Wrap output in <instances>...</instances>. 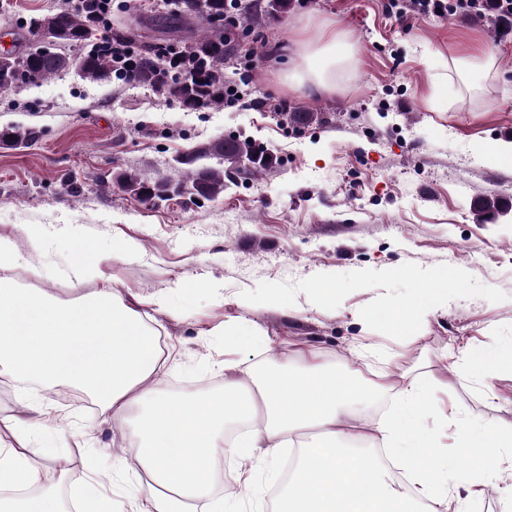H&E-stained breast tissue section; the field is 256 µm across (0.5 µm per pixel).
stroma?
<instances>
[{"label": "stroma", "instance_id": "1", "mask_svg": "<svg viewBox=\"0 0 512 512\" xmlns=\"http://www.w3.org/2000/svg\"><path fill=\"white\" fill-rule=\"evenodd\" d=\"M386 0H300L293 13L243 38L260 58L238 55L224 75L246 82L248 106L185 109L149 86L115 78L90 82L70 69L36 86L0 90V129L39 130L27 146L0 143V236L47 278L21 283L64 301L100 288L76 282L75 238L94 239L101 268L128 300L174 291L183 312H150L161 327L168 369L159 389L204 380L223 383L220 325L239 324L278 338L280 355L304 346L328 363H348L360 342L389 361L391 381L410 373L441 384L461 417L512 424V373L497 374L495 397L464 374L450 354L466 340L495 348L512 341V162L492 161L491 145L512 144V33L492 17L452 15L398 22ZM62 0H0V54L19 55L36 38L30 17ZM333 22L357 50L317 90L288 80L302 41ZM491 59L459 77L464 51ZM319 112L322 122L288 123L286 112ZM252 139L276 157L259 178L238 174L222 197L190 193L140 201L117 183L142 169L175 176L179 159L209 140ZM491 198L505 213L478 220ZM38 225L32 250L19 225ZM448 302L405 330L358 317L369 304H400L439 269ZM333 279L335 304L319 283ZM278 290L286 308L250 309ZM62 383L24 395L0 381V417L26 420L31 432L70 459L66 477L51 464L43 481L71 500L93 468L129 456L134 441L96 426L93 396L67 399Z\"/></svg>", "mask_w": 512, "mask_h": 512}]
</instances>
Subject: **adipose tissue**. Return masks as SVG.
Masks as SVG:
<instances>
[{
	"label": "adipose tissue",
	"instance_id": "adipose-tissue-1",
	"mask_svg": "<svg viewBox=\"0 0 512 512\" xmlns=\"http://www.w3.org/2000/svg\"><path fill=\"white\" fill-rule=\"evenodd\" d=\"M353 54L341 33L324 30L295 59L297 84L329 88L336 68ZM22 264L13 241L0 236V379L76 385L96 399L99 423L131 431L137 440L132 458L93 471L80 497L82 512H112L111 500L97 489L119 483L127 486L130 512H260L264 490L254 472L274 465L291 446L298 462L272 512H471L486 480L512 462V426L463 419L458 436L471 451L470 466L457 468L425 425L438 412L436 389L408 376L395 385L382 372L363 378L358 363L379 356L371 344L354 351L350 367L298 348L293 357L272 358L259 370L242 366L238 355L271 351L272 338L228 326L223 388L165 396L155 385L167 368L158 348L160 328L142 311L170 312L169 294L134 307L117 289L100 288L59 302L41 289L17 287L13 272ZM447 279L435 275L434 287L415 289L401 307L385 305L369 315L416 322L429 313L433 298L443 296ZM388 393L395 404L372 426L375 448L357 447L354 425ZM0 428L13 438L0 445V512H65L52 489L39 486L24 421L4 418ZM225 457L249 466L251 474L217 502L209 472ZM144 475L157 493L141 495Z\"/></svg>",
	"mask_w": 512,
	"mask_h": 512
}]
</instances>
